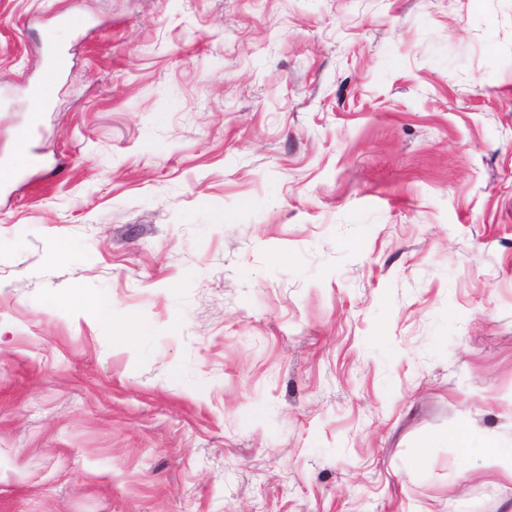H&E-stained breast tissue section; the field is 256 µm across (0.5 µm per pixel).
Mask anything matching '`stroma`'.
<instances>
[{
    "instance_id": "stroma-1",
    "label": "stroma",
    "mask_w": 512,
    "mask_h": 512,
    "mask_svg": "<svg viewBox=\"0 0 512 512\" xmlns=\"http://www.w3.org/2000/svg\"><path fill=\"white\" fill-rule=\"evenodd\" d=\"M25 128L0 512H512V0H0Z\"/></svg>"
}]
</instances>
